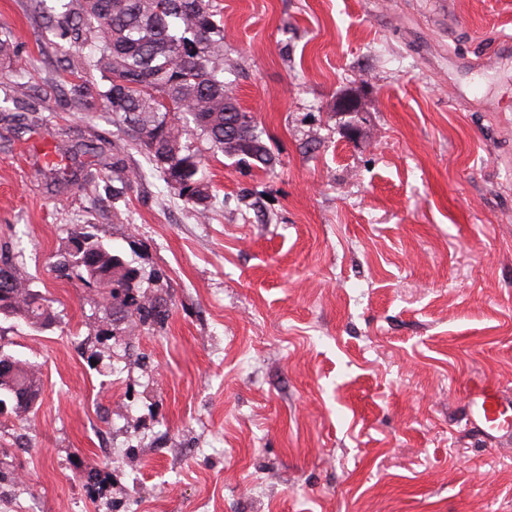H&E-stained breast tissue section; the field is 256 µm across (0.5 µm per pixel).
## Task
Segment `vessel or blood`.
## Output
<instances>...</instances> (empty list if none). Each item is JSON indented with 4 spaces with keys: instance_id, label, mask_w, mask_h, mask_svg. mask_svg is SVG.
Listing matches in <instances>:
<instances>
[{
    "instance_id": "vessel-or-blood-1",
    "label": "vessel or blood",
    "mask_w": 512,
    "mask_h": 512,
    "mask_svg": "<svg viewBox=\"0 0 512 512\" xmlns=\"http://www.w3.org/2000/svg\"><path fill=\"white\" fill-rule=\"evenodd\" d=\"M464 420L479 439L498 445L512 438V399L503 397L494 384H476L469 393Z\"/></svg>"
}]
</instances>
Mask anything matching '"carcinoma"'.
I'll return each mask as SVG.
<instances>
[{"label": "carcinoma", "instance_id": "1", "mask_svg": "<svg viewBox=\"0 0 512 512\" xmlns=\"http://www.w3.org/2000/svg\"><path fill=\"white\" fill-rule=\"evenodd\" d=\"M31 2L59 46L94 47L84 64L99 74L102 88L73 90L71 104L88 110V98L97 94L115 121L131 132L135 145L145 150L167 186L201 217H207L212 185L204 176V155L196 140L241 165L262 170L276 165L266 131L241 107L232 81L225 78L224 21L215 0H67L53 6L46 0ZM36 173L51 180L54 188L77 178L50 162ZM112 254L100 241L84 264L75 265L66 245L56 254L54 266L60 274L110 295L112 308L132 316L129 331L164 322L166 311L159 301L112 294V288L137 272L126 263H114ZM19 257L10 243L0 245V290H7L0 293V319L23 322L37 332L55 315L32 289ZM13 381L38 382L34 365L10 381H0V395Z\"/></svg>", "mask_w": 512, "mask_h": 512}]
</instances>
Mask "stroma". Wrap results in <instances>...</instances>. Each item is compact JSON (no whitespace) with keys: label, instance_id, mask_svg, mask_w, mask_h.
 Returning a JSON list of instances; mask_svg holds the SVG:
<instances>
[{"label":"stroma","instance_id":"1","mask_svg":"<svg viewBox=\"0 0 512 512\" xmlns=\"http://www.w3.org/2000/svg\"><path fill=\"white\" fill-rule=\"evenodd\" d=\"M236 96L273 170L207 157L208 219L152 171L29 0H0V240L57 316L0 344L41 403L0 416V512H512V447L462 418L512 396V0H217ZM354 99L366 142L343 131ZM105 139L128 170L117 181ZM75 145L72 154L61 144ZM79 166L60 193L35 163ZM140 269L161 328L128 332L52 270L75 227Z\"/></svg>","mask_w":512,"mask_h":512}]
</instances>
